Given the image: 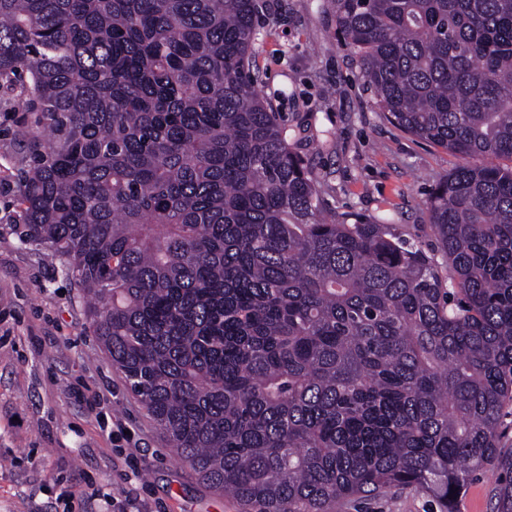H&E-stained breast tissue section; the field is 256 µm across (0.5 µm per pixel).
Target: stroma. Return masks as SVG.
<instances>
[{
  "label": "stroma",
  "instance_id": "35a3bbf8",
  "mask_svg": "<svg viewBox=\"0 0 512 512\" xmlns=\"http://www.w3.org/2000/svg\"><path fill=\"white\" fill-rule=\"evenodd\" d=\"M254 42L262 96L303 142L327 210L394 225L428 254L438 243L423 200L459 157L386 121L358 59L343 49L329 0H259ZM27 93L0 91V512H240L170 447L101 348L47 246L15 227ZM504 477L479 471L455 512H496ZM342 512H439L416 489Z\"/></svg>",
  "mask_w": 512,
  "mask_h": 512
}]
</instances>
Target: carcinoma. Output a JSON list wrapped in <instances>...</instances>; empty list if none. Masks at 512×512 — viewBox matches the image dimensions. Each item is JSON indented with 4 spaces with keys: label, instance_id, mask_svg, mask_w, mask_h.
<instances>
[{
    "label": "carcinoma",
    "instance_id": "1",
    "mask_svg": "<svg viewBox=\"0 0 512 512\" xmlns=\"http://www.w3.org/2000/svg\"><path fill=\"white\" fill-rule=\"evenodd\" d=\"M331 6L384 118L464 160L423 202L448 278L324 210L258 90L257 0H0V89L26 81L31 115L23 240L243 512L405 488L452 512L486 465L512 512V0Z\"/></svg>",
    "mask_w": 512,
    "mask_h": 512
}]
</instances>
